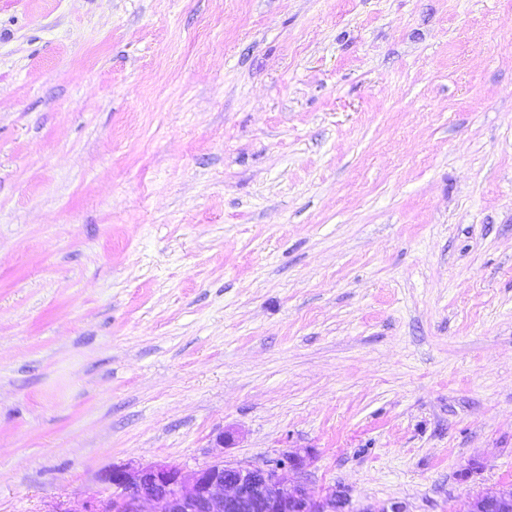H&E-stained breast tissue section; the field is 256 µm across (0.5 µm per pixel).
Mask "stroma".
<instances>
[{"mask_svg": "<svg viewBox=\"0 0 512 512\" xmlns=\"http://www.w3.org/2000/svg\"><path fill=\"white\" fill-rule=\"evenodd\" d=\"M287 451L512 485V0H0V512Z\"/></svg>", "mask_w": 512, "mask_h": 512, "instance_id": "1", "label": "stroma"}]
</instances>
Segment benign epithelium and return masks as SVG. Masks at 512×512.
Masks as SVG:
<instances>
[{
  "instance_id": "obj_1",
  "label": "benign epithelium",
  "mask_w": 512,
  "mask_h": 512,
  "mask_svg": "<svg viewBox=\"0 0 512 512\" xmlns=\"http://www.w3.org/2000/svg\"><path fill=\"white\" fill-rule=\"evenodd\" d=\"M104 480L117 495L91 502L85 512H149L154 502L163 505L162 512H373L353 506L341 487H313L297 452L260 465L216 459L192 469L168 463L117 466ZM492 497L508 507L507 492L491 489L468 497L463 510L487 512Z\"/></svg>"
}]
</instances>
